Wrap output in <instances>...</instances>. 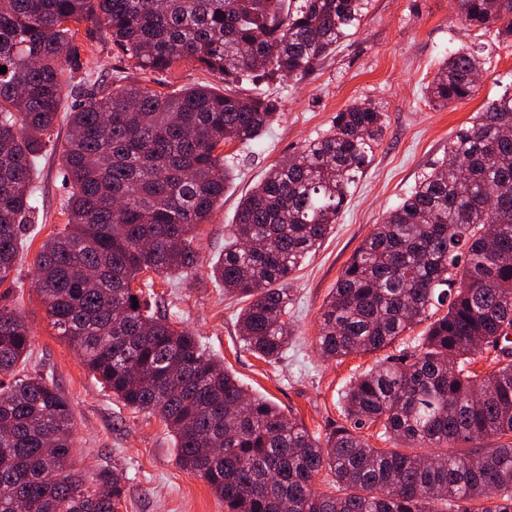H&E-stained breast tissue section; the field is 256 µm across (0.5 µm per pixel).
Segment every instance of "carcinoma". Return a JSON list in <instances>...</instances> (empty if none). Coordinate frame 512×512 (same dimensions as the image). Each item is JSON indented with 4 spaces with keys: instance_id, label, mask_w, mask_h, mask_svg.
Wrapping results in <instances>:
<instances>
[{
    "instance_id": "cac0c4a2",
    "label": "carcinoma",
    "mask_w": 512,
    "mask_h": 512,
    "mask_svg": "<svg viewBox=\"0 0 512 512\" xmlns=\"http://www.w3.org/2000/svg\"><path fill=\"white\" fill-rule=\"evenodd\" d=\"M370 0H0V280L36 219L34 174L57 118L70 191L67 224L34 261L53 325L100 383L135 410L158 413L181 468L225 512H512V92L491 100L448 141L336 280L317 339L326 359L374 352L426 324L419 343L354 378L343 421L319 436L247 393L191 332L136 295L148 270L202 264L194 232L234 171L224 146L249 144L278 102L242 92L258 79L309 77L360 27ZM460 18L506 40L512 0H458ZM105 26L150 76L178 61L224 83L171 92L86 80L76 26ZM480 48L451 53L427 86L439 105L472 97ZM385 135L372 102L336 113L240 198L211 274L248 300L243 348L274 362L293 329L290 280L347 205ZM97 280L91 284L88 272ZM138 307H133V301ZM445 313H440L442 308ZM24 319L0 306V512H121L122 475L91 488L71 469L75 417L41 376L14 377L30 352ZM488 352L494 368L471 369ZM393 443L374 448L362 430ZM330 471L332 491L315 488Z\"/></svg>"
}]
</instances>
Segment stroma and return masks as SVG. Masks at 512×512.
<instances>
[{
	"instance_id": "stroma-1",
	"label": "stroma",
	"mask_w": 512,
	"mask_h": 512,
	"mask_svg": "<svg viewBox=\"0 0 512 512\" xmlns=\"http://www.w3.org/2000/svg\"><path fill=\"white\" fill-rule=\"evenodd\" d=\"M82 74L116 71L129 80L141 74L112 47L110 34L93 23L80 26ZM464 45L482 46L486 59L478 91L471 99L438 106L425 96L444 58ZM254 90L281 100V115L262 138L226 146V157L241 171L195 241L205 262L184 277L164 279L146 272L155 299L183 327L199 336L214 357L254 394L272 401L309 432L325 433L342 418V393L350 380L399 354L422 335L415 326L387 350L353 354L338 361L321 357L316 339L321 313L344 264L396 206L429 165L443 157L456 131L471 125L477 112L512 89V42L496 41L462 24L456 0H371L369 12L349 40L321 61L308 78L263 80ZM369 99L387 115L386 134L372 164L358 177L351 199L317 252L293 275L294 302L288 321L294 336L285 356L264 362L239 341V301L225 295L211 277L209 263L224 251L238 201L273 163L326 133L336 112ZM70 134L57 123L34 178L41 207L27 232L23 259L0 283V306L20 313L32 337L26 373H40L69 399L76 420L72 462L95 479L119 473L125 512H224V503L200 478L182 470L158 415L138 412L104 389L68 342L53 327L35 289L34 259L49 237L63 231L62 203L68 187L60 155Z\"/></svg>"
}]
</instances>
